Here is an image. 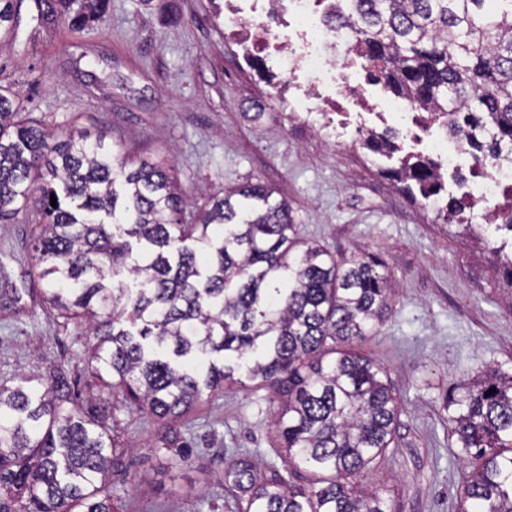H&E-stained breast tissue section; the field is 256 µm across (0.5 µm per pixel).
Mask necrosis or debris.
<instances>
[{
    "mask_svg": "<svg viewBox=\"0 0 512 512\" xmlns=\"http://www.w3.org/2000/svg\"><path fill=\"white\" fill-rule=\"evenodd\" d=\"M334 2L224 0V26L284 74L287 82L277 94L287 95L326 141L337 143L352 125L368 139L395 116L400 122L396 149L432 161L438 175L455 173L469 151L463 140L449 139L444 119L413 111L402 99L374 100L366 94L356 70L355 33L325 21ZM461 190L467 208L488 205L487 221L512 220V163H470Z\"/></svg>",
    "mask_w": 512,
    "mask_h": 512,
    "instance_id": "1",
    "label": "necrosis or debris"
}]
</instances>
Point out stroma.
Here are the masks:
<instances>
[{"label":"stroma","mask_w":512,"mask_h":512,"mask_svg":"<svg viewBox=\"0 0 512 512\" xmlns=\"http://www.w3.org/2000/svg\"><path fill=\"white\" fill-rule=\"evenodd\" d=\"M17 26L0 42V85L11 87L42 125L104 136L133 156L163 158L189 206L203 192L261 180L286 199L298 237L337 259L375 254L397 284L392 311L362 350L379 362L403 411L393 443L368 476L392 512H455L473 459L456 447L444 398L465 374H512V283L496 248L512 233L442 218L387 176L405 154L382 156L348 141L331 144L272 95L283 74L250 62L213 18L212 0H107L101 22L70 37L36 0H16ZM34 210L0 224V273L18 304L0 299V381L63 367L86 391L88 329L63 324L31 272ZM272 393L225 385L185 416L187 462L156 445L157 425L116 403L126 466L111 476L119 512H237L220 484L223 459L248 451L281 469Z\"/></svg>","instance_id":"35a3bbf8"}]
</instances>
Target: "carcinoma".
Wrapping results in <instances>:
<instances>
[{
    "label": "carcinoma",
    "mask_w": 512,
    "mask_h": 512,
    "mask_svg": "<svg viewBox=\"0 0 512 512\" xmlns=\"http://www.w3.org/2000/svg\"><path fill=\"white\" fill-rule=\"evenodd\" d=\"M57 2L77 36L105 0ZM331 17L359 31L369 81L446 113L476 161L512 160V0H336ZM12 20L13 0H0V38ZM24 112L0 86V224L31 205L42 215L34 272L56 317L89 323L83 370L108 396L73 393L62 369L46 384L0 382V512H116L110 475L131 449L112 398L181 452L182 418L245 379L275 394L282 466L308 477L268 476L231 453L224 490L241 512H389L362 484L400 416L383 367L359 350L393 300L376 256L338 262L300 240L288 202L260 181L188 212L165 160L84 135L52 140ZM389 176L424 198L436 183L424 160ZM446 409L478 462L456 512H512V374L476 372Z\"/></svg>",
    "instance_id": "obj_1"
}]
</instances>
